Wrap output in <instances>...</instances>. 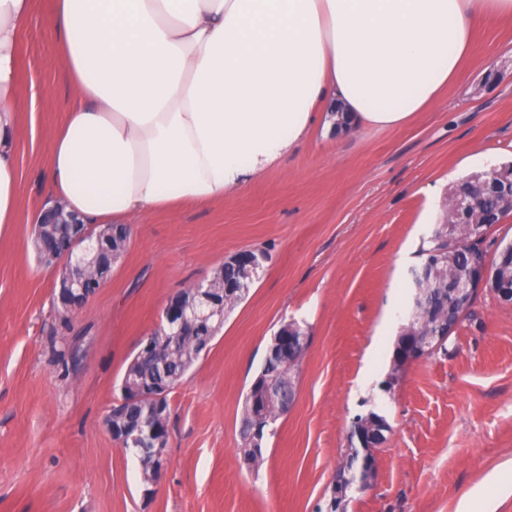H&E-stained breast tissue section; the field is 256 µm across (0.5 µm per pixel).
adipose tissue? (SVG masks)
<instances>
[{"mask_svg": "<svg viewBox=\"0 0 512 512\" xmlns=\"http://www.w3.org/2000/svg\"><path fill=\"white\" fill-rule=\"evenodd\" d=\"M31 6L0 0V229L17 216ZM481 18H512V0H56L73 103L47 206L121 224L223 200L338 120L405 126L457 81Z\"/></svg>", "mask_w": 512, "mask_h": 512, "instance_id": "adipose-tissue-1", "label": "adipose tissue"}]
</instances>
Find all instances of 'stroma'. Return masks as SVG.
I'll return each mask as SVG.
<instances>
[{
    "mask_svg": "<svg viewBox=\"0 0 512 512\" xmlns=\"http://www.w3.org/2000/svg\"><path fill=\"white\" fill-rule=\"evenodd\" d=\"M53 13L54 0H32L19 41L17 221L0 231V512H318L353 417L373 408L391 432L347 512H457L478 485L489 512H512V304L479 292L446 351L407 366L393 394L381 390L412 303L410 270L454 178L512 160V21L476 25L458 82L409 125L315 133L223 201L137 220L111 277L64 324L59 267L31 244L69 109ZM244 249L267 258L172 389L167 470L144 497L107 412L167 301ZM289 319L311 338L294 401L253 471L239 455L243 403ZM493 473L508 492L486 485Z\"/></svg>",
    "mask_w": 512,
    "mask_h": 512,
    "instance_id": "obj_1",
    "label": "stroma"
}]
</instances>
